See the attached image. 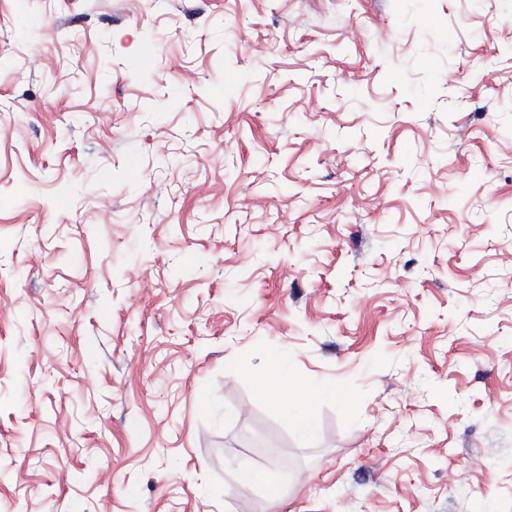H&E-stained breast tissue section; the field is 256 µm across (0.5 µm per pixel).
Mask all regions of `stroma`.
I'll return each instance as SVG.
<instances>
[{"label": "stroma", "mask_w": 512, "mask_h": 512, "mask_svg": "<svg viewBox=\"0 0 512 512\" xmlns=\"http://www.w3.org/2000/svg\"><path fill=\"white\" fill-rule=\"evenodd\" d=\"M0 512H512V0H0ZM288 366V357L278 355L271 358L267 366L256 372L258 395L276 405L288 419L296 408L305 409V403L317 395H335V388L328 385L304 384L292 376L288 380L283 372Z\"/></svg>", "instance_id": "35a3bbf8"}]
</instances>
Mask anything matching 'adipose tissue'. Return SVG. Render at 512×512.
I'll use <instances>...</instances> for the list:
<instances>
[{
    "instance_id": "ef3b65f1",
    "label": "adipose tissue",
    "mask_w": 512,
    "mask_h": 512,
    "mask_svg": "<svg viewBox=\"0 0 512 512\" xmlns=\"http://www.w3.org/2000/svg\"><path fill=\"white\" fill-rule=\"evenodd\" d=\"M288 365V358L278 355L271 358L266 367L257 371L258 394L264 400L276 405L281 413L294 415V425L302 434L314 432V422L309 414L304 413L306 402L318 395H334L335 390L328 385H311L296 378H284L283 372Z\"/></svg>"
}]
</instances>
